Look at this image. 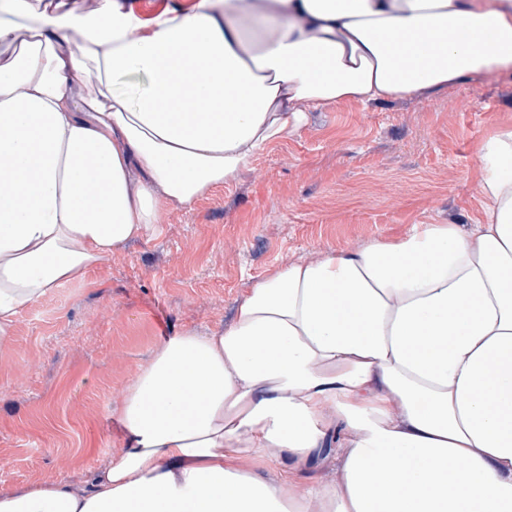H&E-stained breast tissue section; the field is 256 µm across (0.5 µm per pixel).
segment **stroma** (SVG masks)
Wrapping results in <instances>:
<instances>
[{
    "label": "stroma",
    "instance_id": "obj_1",
    "mask_svg": "<svg viewBox=\"0 0 512 512\" xmlns=\"http://www.w3.org/2000/svg\"><path fill=\"white\" fill-rule=\"evenodd\" d=\"M288 139L191 207L159 199L154 235L53 289L0 347V490L81 480L124 451L112 412L161 341L218 332L292 260L479 219L481 140L512 128V76L310 107Z\"/></svg>",
    "mask_w": 512,
    "mask_h": 512
}]
</instances>
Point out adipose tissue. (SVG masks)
Masks as SVG:
<instances>
[{
  "instance_id": "1",
  "label": "adipose tissue",
  "mask_w": 512,
  "mask_h": 512,
  "mask_svg": "<svg viewBox=\"0 0 512 512\" xmlns=\"http://www.w3.org/2000/svg\"><path fill=\"white\" fill-rule=\"evenodd\" d=\"M148 80L129 96L117 77ZM512 74V0H0V346L20 313L150 235L303 123ZM484 220L416 224L254 285L231 326L167 337L126 448L0 512H512V128L479 146ZM278 449L272 482L246 458ZM340 478L301 493L325 455Z\"/></svg>"
}]
</instances>
